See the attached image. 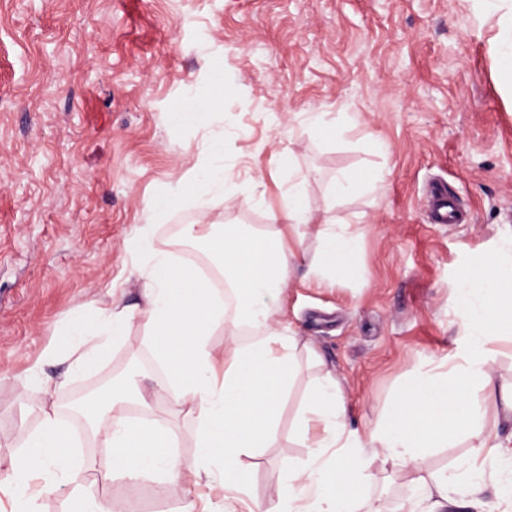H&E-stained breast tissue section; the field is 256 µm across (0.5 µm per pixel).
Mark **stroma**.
<instances>
[{
    "instance_id": "1",
    "label": "stroma",
    "mask_w": 512,
    "mask_h": 512,
    "mask_svg": "<svg viewBox=\"0 0 512 512\" xmlns=\"http://www.w3.org/2000/svg\"><path fill=\"white\" fill-rule=\"evenodd\" d=\"M498 31L477 0H0V458L37 426L30 402L59 407L127 373L148 391L162 381L140 318L103 347L68 334L106 291L142 305L126 249L137 229L179 257L170 243L182 225L266 223L296 178L316 221L356 236L361 277L331 284L310 273L319 239L308 231L276 314L303 341L300 373L271 447L243 460L251 499L276 501L279 464L316 467L297 421L326 374L344 390L349 426L367 433L410 382L457 365L467 336L459 277L512 246V90L496 63ZM201 97L218 99V112L185 119ZM312 110L347 124L344 140L312 129ZM216 166L234 171L233 192L199 188ZM340 171L383 180L334 203ZM437 182L461 223H430ZM163 194L178 204L157 219L149 203ZM92 347L96 363L72 371ZM484 436L406 462L366 452L355 512H397L406 479L448 470ZM96 455L77 448L41 512H69L75 485L107 493L85 468ZM216 474L163 495L125 483L112 512H180L199 493L209 512H246L215 488Z\"/></svg>"
}]
</instances>
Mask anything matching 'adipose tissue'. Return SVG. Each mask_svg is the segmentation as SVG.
<instances>
[{"label": "adipose tissue", "instance_id": "obj_1", "mask_svg": "<svg viewBox=\"0 0 512 512\" xmlns=\"http://www.w3.org/2000/svg\"><path fill=\"white\" fill-rule=\"evenodd\" d=\"M313 222L305 185L295 181L282 207L269 211L267 223L189 224L184 234L213 260L215 269L233 291L237 306L225 316L207 280L174 261L166 250L151 249L150 233L141 230L127 248L150 250L151 264L139 270L142 307L110 300L98 317L82 321L79 336H103L121 341L132 318H140L156 361L166 370L160 389L144 395L130 381L112 383L97 396L81 402L78 415L110 450L95 470L106 479L157 476V488L194 482L214 461L222 462L221 485L227 493L244 492L249 484L242 456L268 447L275 438L280 410L296 378L293 352L298 339L285 335L275 312L287 286L288 263L299 251L303 227ZM319 260L335 282L359 277L349 260L357 241L346 232L320 231ZM460 319L469 332L464 364L449 371L417 378L400 391L384 424L360 436L346 423V406L339 382L331 377L312 393L301 420L302 436L317 448L335 449L311 473L280 466L279 495L264 512H353L363 465L362 449L384 456L418 455L445 448L464 438L479 418L470 400V383L479 380L496 415L512 420V390L498 386L484 356L487 338L500 323L512 322V258L485 254L460 278L457 288ZM224 328L223 355L211 349L209 338ZM187 410L196 420L194 452L175 454V437L167 420L147 417L132 423L128 408L153 410L163 401ZM39 423L23 430L10 458L0 494L41 478V494L57 491L58 474L70 464L80 440L71 422L54 407L38 404ZM512 464V436L488 433L458 467L442 477L410 480L403 497L406 512H415V498L427 501L426 512H445L455 494L468 505L482 503L488 460ZM304 505H296V498Z\"/></svg>", "mask_w": 512, "mask_h": 512}]
</instances>
